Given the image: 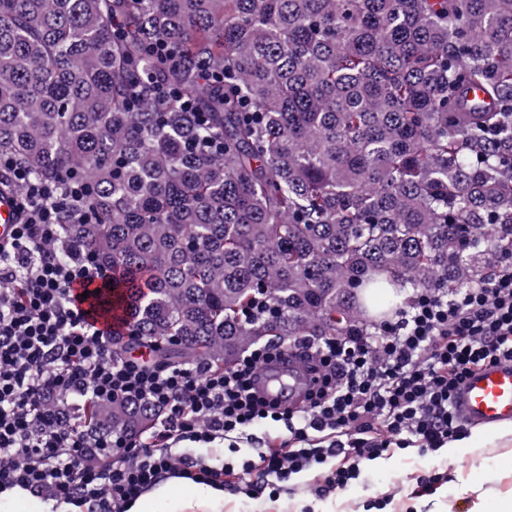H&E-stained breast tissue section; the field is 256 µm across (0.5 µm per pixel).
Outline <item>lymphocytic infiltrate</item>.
Instances as JSON below:
<instances>
[{
  "label": "lymphocytic infiltrate",
  "instance_id": "f902f5d3",
  "mask_svg": "<svg viewBox=\"0 0 512 512\" xmlns=\"http://www.w3.org/2000/svg\"><path fill=\"white\" fill-rule=\"evenodd\" d=\"M0 175L18 189L14 233L0 243V494L21 490L56 510L127 512L169 475L214 482L239 470L257 495L268 478L285 482L330 458L336 468L325 486L343 488L359 478L363 460L393 449L425 455L464 437L452 409L456 387L484 364L512 362L511 256L471 287L420 293L363 335L259 344L222 372L115 355L111 337L71 294L101 270L79 246L58 247L60 213L85 215L82 184L32 182L2 157ZM291 357L312 381L299 410L256 386L261 368ZM115 398L159 407L153 429L87 440L76 426L79 407ZM266 419L283 423L288 440L257 459L217 470L176 450L183 441L246 436ZM90 446L98 463L85 457Z\"/></svg>",
  "mask_w": 512,
  "mask_h": 512
}]
</instances>
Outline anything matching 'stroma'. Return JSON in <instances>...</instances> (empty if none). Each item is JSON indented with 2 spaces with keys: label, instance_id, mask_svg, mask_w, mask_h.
Segmentation results:
<instances>
[{
  "label": "stroma",
  "instance_id": "1",
  "mask_svg": "<svg viewBox=\"0 0 512 512\" xmlns=\"http://www.w3.org/2000/svg\"><path fill=\"white\" fill-rule=\"evenodd\" d=\"M470 451L456 457L446 453L421 455L416 449L384 453L383 464L365 463L362 475L346 488L319 496L314 492L325 473L309 470L289 482H270L256 497L247 495V477L224 484L223 512H469L471 499L459 495L462 482H489L502 495L512 494V442L471 428ZM446 479L431 490L418 491V480L433 474Z\"/></svg>",
  "mask_w": 512,
  "mask_h": 512
}]
</instances>
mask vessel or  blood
<instances>
[{
	"label": "vessel or blood",
	"mask_w": 512,
	"mask_h": 512,
	"mask_svg": "<svg viewBox=\"0 0 512 512\" xmlns=\"http://www.w3.org/2000/svg\"><path fill=\"white\" fill-rule=\"evenodd\" d=\"M86 287L74 285L72 293L89 321L99 328L116 331L122 328L121 311H102L93 298L85 294ZM260 387L271 397L284 403L301 399L310 383L294 364L266 367L258 376ZM454 412L466 427L494 428L512 422V362L489 363L468 375L454 395Z\"/></svg>",
	"instance_id": "1"
}]
</instances>
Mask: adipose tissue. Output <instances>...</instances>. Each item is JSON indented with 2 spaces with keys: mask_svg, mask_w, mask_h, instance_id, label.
I'll list each match as a JSON object with an SVG mask.
<instances>
[{
  "mask_svg": "<svg viewBox=\"0 0 512 512\" xmlns=\"http://www.w3.org/2000/svg\"><path fill=\"white\" fill-rule=\"evenodd\" d=\"M161 503L167 504L168 512H222L224 489L218 484L196 485L169 478L142 494L128 512H157Z\"/></svg>",
  "mask_w": 512,
  "mask_h": 512,
  "instance_id": "1",
  "label": "adipose tissue"
}]
</instances>
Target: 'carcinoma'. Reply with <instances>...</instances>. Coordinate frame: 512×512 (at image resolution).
<instances>
[{
    "mask_svg": "<svg viewBox=\"0 0 512 512\" xmlns=\"http://www.w3.org/2000/svg\"><path fill=\"white\" fill-rule=\"evenodd\" d=\"M0 157L84 183L61 241L112 275L115 353L223 370L357 336L512 255V0H0Z\"/></svg>",
    "mask_w": 512,
    "mask_h": 512,
    "instance_id": "1",
    "label": "carcinoma"
}]
</instances>
